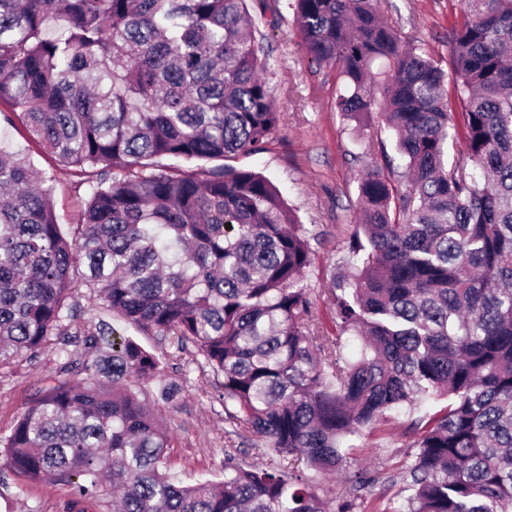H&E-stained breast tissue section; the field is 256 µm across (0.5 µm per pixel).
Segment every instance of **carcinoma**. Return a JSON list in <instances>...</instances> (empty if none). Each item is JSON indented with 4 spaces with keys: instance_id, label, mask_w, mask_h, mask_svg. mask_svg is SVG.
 Segmentation results:
<instances>
[{
    "instance_id": "carcinoma-1",
    "label": "carcinoma",
    "mask_w": 512,
    "mask_h": 512,
    "mask_svg": "<svg viewBox=\"0 0 512 512\" xmlns=\"http://www.w3.org/2000/svg\"><path fill=\"white\" fill-rule=\"evenodd\" d=\"M270 0H0V114L84 177L72 235L46 177L0 147V364L37 354L87 288L120 319L193 346L222 379L226 419L264 447L224 480L166 473V429L131 388L162 359L105 325L82 340L84 377L41 392L0 437L35 482L67 479L116 512H351L305 471L346 472L353 437L390 412L424 417L388 512H512V0H464L445 72L401 44L378 0H294L317 65L338 67L336 111L380 108L391 159L358 179L360 222L329 294L362 340L340 357L311 310L309 229L259 172L226 160L277 132L250 8ZM458 159L450 162V151ZM216 161L199 174L158 160ZM84 267L82 278L74 268Z\"/></svg>"
}]
</instances>
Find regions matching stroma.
Instances as JSON below:
<instances>
[{
    "label": "stroma",
    "mask_w": 512,
    "mask_h": 512,
    "mask_svg": "<svg viewBox=\"0 0 512 512\" xmlns=\"http://www.w3.org/2000/svg\"><path fill=\"white\" fill-rule=\"evenodd\" d=\"M380 7L404 45L448 68V32L462 17L461 0H381ZM254 35L275 64L271 84L280 124L262 151L240 156L236 164L274 183L309 229L312 254L306 281L313 312L332 333L336 327L328 299L329 278L347 262L349 237L356 225L357 178L366 164L381 160L380 142L388 133L381 113H372L359 124L336 111L337 72L312 64L300 45L294 14L285 0H280L277 12L256 17ZM0 147L51 176L57 221L63 232H70L88 192L80 176L30 137L22 123L0 128ZM70 303L79 317L70 323L69 332H92L105 321L118 334L166 354L163 376L137 384L136 389L170 434L165 450L170 475L185 484L221 480L228 450L246 464L262 461L256 440L225 436L224 406L215 380L209 368L196 361L193 348L179 352L159 337L143 335L113 317L88 289L75 291ZM84 356L81 349L69 358L46 351L22 354L1 365L0 434L9 433L37 393L79 378ZM168 384L180 388L169 402L161 398ZM412 420L406 413L391 415L356 438L352 468L369 472L373 481L355 499L352 512H383L403 489L416 453ZM0 512H112V494L106 491L84 502L76 498L73 485L27 481L0 457Z\"/></svg>",
    "instance_id": "stroma-1"
}]
</instances>
